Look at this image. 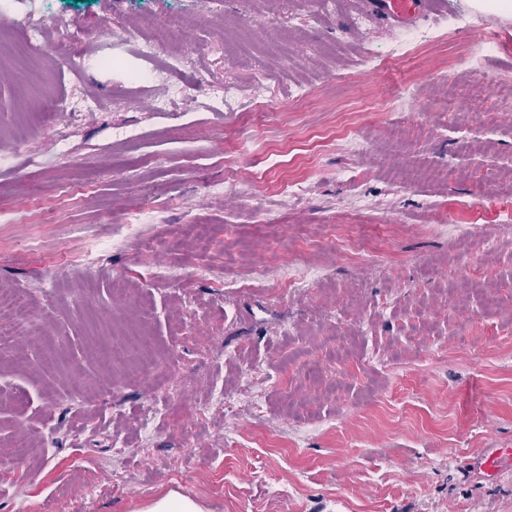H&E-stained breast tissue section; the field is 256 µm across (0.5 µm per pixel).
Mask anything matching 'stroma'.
<instances>
[{"label": "stroma", "instance_id": "obj_1", "mask_svg": "<svg viewBox=\"0 0 512 512\" xmlns=\"http://www.w3.org/2000/svg\"><path fill=\"white\" fill-rule=\"evenodd\" d=\"M446 2L416 30L468 9L481 28L399 62L394 29L362 0L338 13L318 0H209L192 31L180 20L199 0H16L0 25V288L36 315L0 353V512H138L170 490L204 512H512V477L466 464L512 448V237L497 234L512 212V104L491 125L434 80L484 39L497 50L477 92L512 79V12ZM34 11L43 42L20 66ZM147 18L168 25L172 48L191 44L190 66L163 73L123 40ZM86 33L96 62L59 69ZM367 50L376 65L364 72ZM150 69L160 82L129 78ZM197 70L203 89L155 109L166 84ZM406 81L424 90L397 141L387 102ZM228 83L259 110L225 111ZM296 83L313 87L301 104ZM119 91L127 104L115 110ZM55 96L71 107L61 125L42 112ZM349 129L366 154L341 146ZM129 130L134 142L115 147ZM224 154L238 164L218 163ZM404 160L472 177L402 189L391 171ZM293 181L307 183L304 197L284 193ZM224 182L249 192L214 194ZM136 212L144 223H129ZM201 224L207 254L195 247ZM311 258L326 271L320 286L256 287ZM162 263L180 277L150 280ZM203 264L213 277H196ZM96 319L144 323L136 375L101 365ZM20 432L29 449L16 455Z\"/></svg>", "mask_w": 512, "mask_h": 512}]
</instances>
